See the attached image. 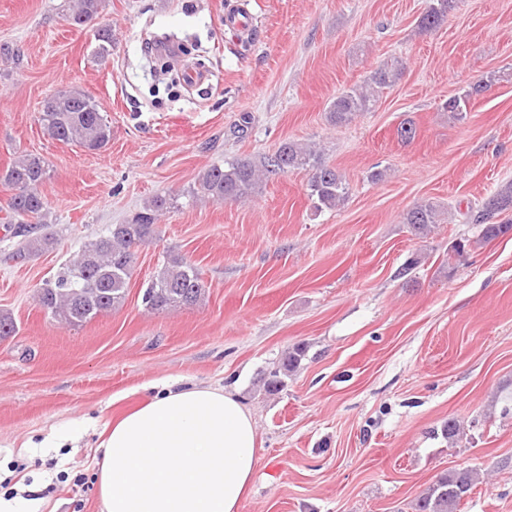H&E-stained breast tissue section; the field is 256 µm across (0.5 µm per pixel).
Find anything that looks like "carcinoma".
I'll use <instances>...</instances> for the list:
<instances>
[{"mask_svg":"<svg viewBox=\"0 0 512 512\" xmlns=\"http://www.w3.org/2000/svg\"><path fill=\"white\" fill-rule=\"evenodd\" d=\"M452 3L453 0H428L420 26L438 27ZM100 6L101 0H70L68 20L81 26L98 15ZM401 75L402 67L397 62L380 66L365 85L352 87L330 101V120L346 124L370 110L380 90L394 84ZM498 80L495 73L487 75L462 94L448 98L443 103L444 111L456 120L463 119L471 100ZM39 121L50 138L91 153L105 147L111 138V126L95 100L75 88L51 96L49 109L41 110ZM294 170L308 173V197L316 210L334 209L347 198L349 183L323 153L290 140L257 163L236 160L207 169L198 180L195 194L217 202L245 201L258 192L263 182ZM46 175L45 162L36 155H26L0 172V182L17 190L10 199L9 210L12 218L19 219L17 233L23 238L13 254V259L20 263L52 244L51 236L37 232L46 216L47 202L40 191ZM169 208V199L156 195L129 223L115 224L108 234L89 239L76 260L39 287L40 306L53 313L59 322L79 328L120 305L126 298L136 248L153 237L159 216ZM402 220L414 234L426 235L440 223V209L432 202H422L408 209ZM472 221L481 227V232L473 242L460 241L452 246L453 255L448 257L450 273L454 270L453 259L463 256L471 247L512 235V181L499 185ZM204 293L205 285L195 266L184 257L169 255L149 281L142 302L147 310L162 312L194 306ZM441 432L452 446L463 435L464 427L459 420L450 418ZM476 481L477 473L472 469L442 473L418 497L414 512H457L461 502L472 494Z\"/></svg>","mask_w":512,"mask_h":512,"instance_id":"1","label":"carcinoma"}]
</instances>
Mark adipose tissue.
Here are the masks:
<instances>
[{
	"label": "adipose tissue",
	"instance_id": "obj_1",
	"mask_svg": "<svg viewBox=\"0 0 512 512\" xmlns=\"http://www.w3.org/2000/svg\"><path fill=\"white\" fill-rule=\"evenodd\" d=\"M103 512H239L260 461L251 414L223 388L165 385L105 425Z\"/></svg>",
	"mask_w": 512,
	"mask_h": 512
}]
</instances>
